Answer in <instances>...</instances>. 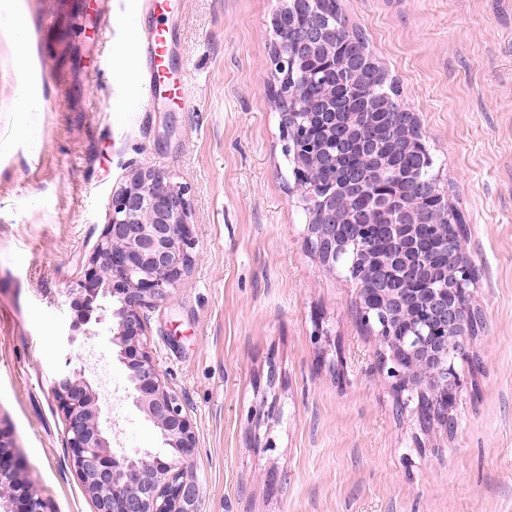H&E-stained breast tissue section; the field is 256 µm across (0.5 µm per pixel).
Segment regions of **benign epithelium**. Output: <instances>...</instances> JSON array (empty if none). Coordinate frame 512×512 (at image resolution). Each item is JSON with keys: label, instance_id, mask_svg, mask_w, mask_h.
<instances>
[{"label": "benign epithelium", "instance_id": "benign-epithelium-1", "mask_svg": "<svg viewBox=\"0 0 512 512\" xmlns=\"http://www.w3.org/2000/svg\"><path fill=\"white\" fill-rule=\"evenodd\" d=\"M317 3L278 0L273 21L281 39L273 44L270 78L286 148L297 137L303 141L294 174L309 217L308 242L334 269L349 243L346 229L376 235V247L359 255L365 270L356 294L360 318L382 346V364L390 365L398 395L420 394L414 412L423 427L446 428L454 424L452 405L470 360L473 267L462 237L448 233V193L440 177L421 180L415 167L399 163L400 151L419 144L416 113L404 110V121L388 128L384 112L398 108L391 98L359 103L345 94L344 79L358 77L369 64L354 51L336 49L330 22L313 19ZM324 168L337 171L339 181L325 180ZM192 240L185 189L150 166L134 167L112 192L105 232L84 278L63 292L66 301L101 298L109 304L96 306V322L112 317L111 343L131 371L133 404L172 450L169 461L148 449L112 452L95 391L65 360L52 392L95 512H200V486L187 474L196 436L146 351L142 318L143 308L168 301L189 272ZM11 447L0 432V497L7 512H50L35 493L21 503L13 496L20 479Z\"/></svg>", "mask_w": 512, "mask_h": 512}]
</instances>
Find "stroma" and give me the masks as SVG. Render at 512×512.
Masks as SVG:
<instances>
[{
    "mask_svg": "<svg viewBox=\"0 0 512 512\" xmlns=\"http://www.w3.org/2000/svg\"><path fill=\"white\" fill-rule=\"evenodd\" d=\"M276 0H0V429L52 512H94L50 390L112 192L146 164L184 186L193 263L145 309L196 435L201 512H512V0H341L416 112L466 224L483 329L452 413L423 432L356 308L311 251L269 92ZM32 21L19 55L14 21ZM182 96L146 105L145 26ZM31 129L16 125L28 95ZM109 322L72 352L114 452L172 453L133 406Z\"/></svg>",
    "mask_w": 512,
    "mask_h": 512,
    "instance_id": "stroma-1",
    "label": "stroma"
}]
</instances>
